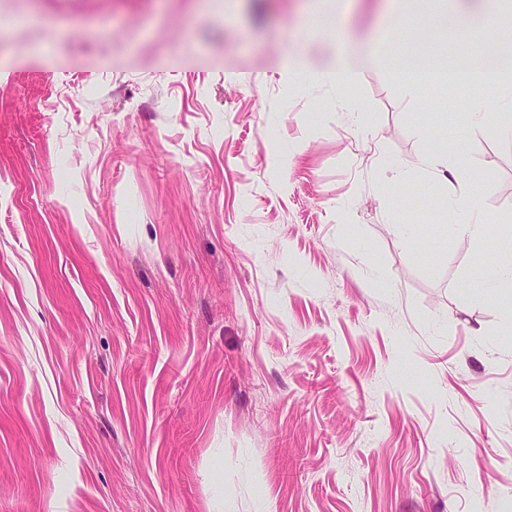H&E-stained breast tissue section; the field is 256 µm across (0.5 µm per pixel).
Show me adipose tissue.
Returning a JSON list of instances; mask_svg holds the SVG:
<instances>
[{
	"instance_id": "adipose-tissue-1",
	"label": "adipose tissue",
	"mask_w": 512,
	"mask_h": 512,
	"mask_svg": "<svg viewBox=\"0 0 512 512\" xmlns=\"http://www.w3.org/2000/svg\"><path fill=\"white\" fill-rule=\"evenodd\" d=\"M386 72L402 79L412 87L424 81H438L447 85L469 83L481 89L484 83L496 80L505 84V101L512 106V46H504L490 55L474 59L465 67L450 66L447 60L430 52L419 51L402 57L395 66H387Z\"/></svg>"
}]
</instances>
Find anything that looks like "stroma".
Returning a JSON list of instances; mask_svg holds the SVG:
<instances>
[{
	"instance_id": "obj_1",
	"label": "stroma",
	"mask_w": 512,
	"mask_h": 512,
	"mask_svg": "<svg viewBox=\"0 0 512 512\" xmlns=\"http://www.w3.org/2000/svg\"><path fill=\"white\" fill-rule=\"evenodd\" d=\"M436 9L0 0V512H512V111L377 66ZM315 75L319 78L336 81V85L346 94L353 93L356 86L354 71L342 57L334 59L326 69L315 73ZM457 205H461L470 211V219L464 224L456 226V232L459 236L474 240H482L484 238L483 222L479 218V212L472 198H459L456 200ZM488 287L498 288L502 297H512V251H501L493 268L484 277Z\"/></svg>"
}]
</instances>
